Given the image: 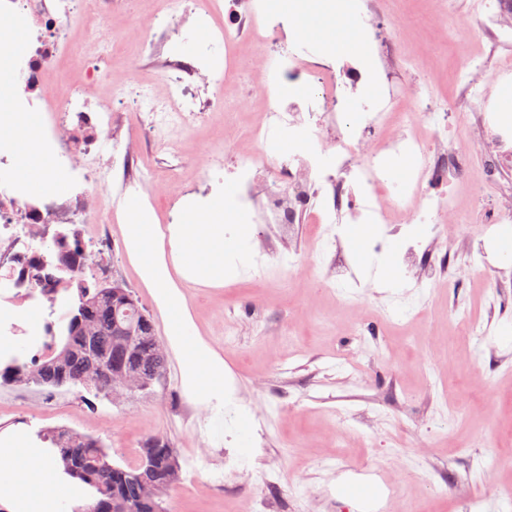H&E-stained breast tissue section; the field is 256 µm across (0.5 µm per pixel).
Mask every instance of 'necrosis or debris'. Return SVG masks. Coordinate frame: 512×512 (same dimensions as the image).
I'll return each instance as SVG.
<instances>
[{
	"instance_id": "obj_1",
	"label": "necrosis or debris",
	"mask_w": 512,
	"mask_h": 512,
	"mask_svg": "<svg viewBox=\"0 0 512 512\" xmlns=\"http://www.w3.org/2000/svg\"><path fill=\"white\" fill-rule=\"evenodd\" d=\"M367 34L363 54L377 64L379 80L387 92L363 103L359 117L339 108L343 89H364L368 78L353 64H336L320 46H298L289 36L285 20L272 12L267 0H159L146 24L140 52L159 58L165 74L164 94L142 89L139 111L155 140L168 154L180 156L181 132L202 113L218 105L203 100L199 92L230 82L244 83L248 73L259 74L264 112L260 123L246 133L248 151L211 153L210 161H223L226 180L238 190V221L242 224H306L316 250L336 265V276L323 280L329 293L348 287L350 257L343 247L347 225L379 224L382 232L366 245L368 253L387 251L393 236L404 241L400 262L417 288L441 285L453 288L465 279L449 258L436 248L456 236L463 225L479 221V240L471 269H487L488 247L512 223V125L504 123L485 93L488 76L502 75L498 53L512 47V29L493 24L491 0H477L486 18V49L464 61L456 82L465 107L469 147L459 150L448 141L447 105L421 93L419 87L401 88L399 75L412 67L396 41L378 35V25L388 15V0H346ZM115 0H0V19H22L28 30L23 48L10 54L13 72L24 83L16 111L46 113L43 137L55 161L78 170L69 196L62 199L28 196L11 174L14 159L0 155V243L34 238L46 224H91L94 243L112 242V206L105 197L114 170H121L122 185L149 192L158 182L151 169L133 170L138 154L134 138L114 131L111 107L93 100L88 89L107 81L94 57L109 53L104 33ZM94 12L96 20L83 44L70 37L69 23L76 15ZM207 21L211 43L224 47V66L209 65L206 54L191 58L166 54L164 40L175 25ZM67 56L83 71L63 107L49 104V67ZM316 82L318 91L282 101L276 95L281 82ZM422 113L430 127L428 136L413 129V116ZM305 143L304 151L265 150L270 127ZM483 165L473 168V156ZM410 160V167L395 173L391 158ZM499 182L509 197L506 208H487L480 193L461 203L457 186L469 179Z\"/></svg>"
}]
</instances>
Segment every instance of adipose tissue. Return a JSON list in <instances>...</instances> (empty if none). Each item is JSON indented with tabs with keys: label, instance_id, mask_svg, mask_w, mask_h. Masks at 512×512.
Returning a JSON list of instances; mask_svg holds the SVG:
<instances>
[{
	"label": "adipose tissue",
	"instance_id": "1",
	"mask_svg": "<svg viewBox=\"0 0 512 512\" xmlns=\"http://www.w3.org/2000/svg\"><path fill=\"white\" fill-rule=\"evenodd\" d=\"M37 117L32 112L0 114V148L18 158L15 178L29 195L64 188L54 162L35 146ZM236 192L225 188L217 200L193 207L181 224H157L140 193L122 203L124 241L136 272L149 289L166 325L167 342L178 359L185 392L209 410L214 434L224 432L226 414H234L239 453H251L252 426L223 358L200 336L181 289L188 281L220 287L233 279L231 255L247 243L246 225L235 223ZM61 468L20 427L0 432V506L6 512H66L70 494Z\"/></svg>",
	"mask_w": 512,
	"mask_h": 512
}]
</instances>
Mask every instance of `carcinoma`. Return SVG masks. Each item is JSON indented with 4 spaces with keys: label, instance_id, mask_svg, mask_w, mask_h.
I'll use <instances>...</instances> for the list:
<instances>
[{
    "label": "carcinoma",
    "instance_id": "1",
    "mask_svg": "<svg viewBox=\"0 0 512 512\" xmlns=\"http://www.w3.org/2000/svg\"><path fill=\"white\" fill-rule=\"evenodd\" d=\"M54 240L60 242L57 251L67 256L65 264L49 274L32 262L27 270L28 281L36 288L47 279L55 292L69 293L74 289L76 304L59 317L58 323L47 327V340L36 358H14L0 366V382L52 388L82 385L98 398L108 394L112 376L121 371L166 377L167 358L155 330L138 329V351L133 357L118 340L116 323L137 324L142 317L150 318L133 290L122 288L129 304L116 307L112 293L102 288L105 278L89 282L76 267L77 259L89 258L79 230L57 233ZM39 437L57 449L63 472L90 489L88 502L75 505L72 512H164L162 498L150 501L141 497L140 484L154 483L169 490L168 464L179 458L167 438L146 436L136 461L121 466L109 461L108 448L101 441L78 432L44 430Z\"/></svg>",
    "mask_w": 512,
    "mask_h": 512
}]
</instances>
